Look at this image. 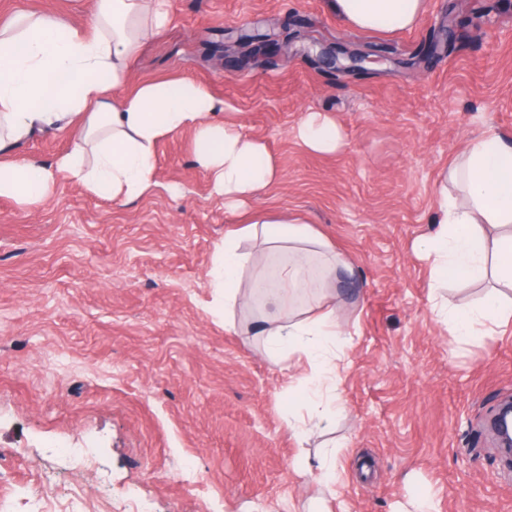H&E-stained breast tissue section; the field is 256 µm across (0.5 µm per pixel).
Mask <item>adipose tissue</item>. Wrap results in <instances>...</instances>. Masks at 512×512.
I'll return each instance as SVG.
<instances>
[{"mask_svg":"<svg viewBox=\"0 0 512 512\" xmlns=\"http://www.w3.org/2000/svg\"><path fill=\"white\" fill-rule=\"evenodd\" d=\"M166 0H93L90 17L74 22L51 13H18L0 23V197L34 209L50 201L57 183L73 180L116 203L136 200L154 186L155 145L179 131L194 135L193 156L224 202L235 206L277 183L280 171L266 145L243 125L225 121L224 102L184 78L133 81L145 40L166 27ZM428 0H332L349 26L415 29ZM66 131L73 147L45 164L21 148L36 134ZM295 137L312 152L331 154L343 131L326 112L307 114ZM438 231L417 243L431 266L432 290L486 280L512 288V144L494 132L469 144L442 169L435 184ZM251 241L276 260L275 286L256 277L251 293L262 301L259 334L279 363L304 359L317 384L308 418L289 417L301 437L326 419L344 362V333L336 307L321 301L349 263L309 221L256 212L225 237L213 268L224 292V314L243 302L240 277L251 264ZM316 301L299 316L295 300ZM432 310L455 338L485 335L512 321V299L493 291L477 308L435 300Z\"/></svg>","mask_w":512,"mask_h":512,"instance_id":"adipose-tissue-1","label":"adipose tissue"}]
</instances>
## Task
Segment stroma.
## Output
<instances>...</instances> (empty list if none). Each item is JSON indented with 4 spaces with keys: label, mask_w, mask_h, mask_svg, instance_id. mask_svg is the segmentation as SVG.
Masks as SVG:
<instances>
[{
    "label": "stroma",
    "mask_w": 512,
    "mask_h": 512,
    "mask_svg": "<svg viewBox=\"0 0 512 512\" xmlns=\"http://www.w3.org/2000/svg\"><path fill=\"white\" fill-rule=\"evenodd\" d=\"M82 22L91 0H0ZM170 25L147 39L135 79L182 77L224 100L226 121L268 147L280 180L247 209L297 213L342 252L336 283L351 341L344 413L299 442L286 419L307 410L296 377L237 330L211 271L239 216L193 161L191 133L156 147L157 188L128 203L61 181L26 210L0 197V500L14 512H319L314 462L333 451L346 512H512V476L486 422L512 397V323L458 342L431 311V269L415 242L434 230L440 170L491 130L512 138V0H429L420 25L347 26L330 0H169ZM292 17L289 30L277 21ZM474 26L443 36L449 17ZM272 36L232 72L209 48L242 29ZM441 52L421 55L433 39ZM365 45L376 60L338 72L311 43ZM310 111L345 133L314 153L294 129ZM93 443L91 468L56 444Z\"/></svg>",
    "instance_id": "35a3bbf8"
}]
</instances>
